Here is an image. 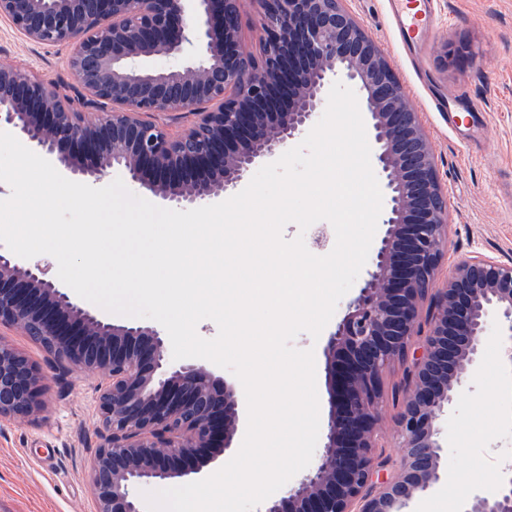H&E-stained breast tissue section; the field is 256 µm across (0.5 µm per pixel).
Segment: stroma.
<instances>
[{"label":"stroma","instance_id":"1","mask_svg":"<svg viewBox=\"0 0 512 512\" xmlns=\"http://www.w3.org/2000/svg\"><path fill=\"white\" fill-rule=\"evenodd\" d=\"M389 59L432 143L447 192L450 225L440 270L461 256L481 254L512 262V0H431L434 24L416 45L398 35L388 0H344ZM450 38L470 45L472 58L438 70L433 50ZM69 50L23 39L0 19V65L25 67L61 92L79 88L67 66ZM463 113L449 124L445 112ZM0 339L42 371L44 407L34 421L0 424V512H92L89 463L100 443L98 374H59L53 356L24 331L0 328ZM499 321L486 331L482 361L441 420L448 446L441 478L408 505L424 512L431 500L493 491L500 474L494 455L512 457V365L500 359ZM405 362L383 374L378 431L389 459L399 456L395 386Z\"/></svg>","mask_w":512,"mask_h":512}]
</instances>
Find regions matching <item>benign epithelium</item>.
Masks as SVG:
<instances>
[{
    "label": "benign epithelium",
    "instance_id": "obj_1",
    "mask_svg": "<svg viewBox=\"0 0 512 512\" xmlns=\"http://www.w3.org/2000/svg\"><path fill=\"white\" fill-rule=\"evenodd\" d=\"M241 0H0L26 40L70 49L81 91L13 65L0 67V131L55 160L76 181L122 169L169 205L200 207L229 196L257 167L282 155L316 122L339 81L360 94L372 160L384 192V232L374 270L328 335L332 372L328 429L312 474L262 512H406L439 481L440 422L484 354L485 326L498 317L512 341V263L460 259L445 279L446 193L429 137L387 57L342 0H256L260 56L242 42ZM472 55L442 41L446 68ZM156 57L175 60L146 67ZM184 112L176 133L152 117ZM413 352L395 423L391 464L376 448L382 375ZM0 326L50 341L63 366L105 373L98 401L101 443L90 459L94 512H144L133 488L179 482L233 447L242 396L198 362L165 359L166 336L119 325L81 306L48 266L0 249ZM36 365L0 341V420L43 407ZM462 512H512V468Z\"/></svg>",
    "mask_w": 512,
    "mask_h": 512
}]
</instances>
